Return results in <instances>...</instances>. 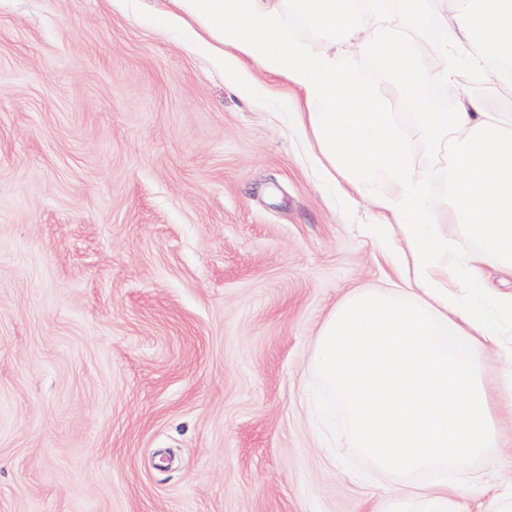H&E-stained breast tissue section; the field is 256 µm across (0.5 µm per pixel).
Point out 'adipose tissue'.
I'll list each match as a JSON object with an SVG mask.
<instances>
[{"instance_id": "obj_1", "label": "adipose tissue", "mask_w": 512, "mask_h": 512, "mask_svg": "<svg viewBox=\"0 0 512 512\" xmlns=\"http://www.w3.org/2000/svg\"><path fill=\"white\" fill-rule=\"evenodd\" d=\"M165 24L211 56L243 91L248 65L283 77L299 93L292 108L322 177L344 175L353 188L381 190L372 203L386 222L379 249L397 227L408 252L401 288H356L325 317L310 376L313 411L333 423L344 413L347 453L403 482L373 512H457L479 487L478 474L449 481V467L504 447L512 419V371L491 370L487 354L512 355V293L490 290L481 268L512 273V113L493 101L462 96L454 112L429 111L425 82L457 84L449 49L490 86L507 88L512 64V0H399L404 15L434 11V45L371 23L356 0H169ZM302 17L327 37L313 53L291 36ZM370 59L401 88L424 137L448 156V184L435 196L411 166L400 129L365 85ZM433 474L424 485L411 475Z\"/></svg>"}]
</instances>
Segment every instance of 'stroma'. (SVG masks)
I'll use <instances>...</instances> for the list:
<instances>
[{
	"instance_id": "35a3bbf8",
	"label": "stroma",
	"mask_w": 512,
	"mask_h": 512,
	"mask_svg": "<svg viewBox=\"0 0 512 512\" xmlns=\"http://www.w3.org/2000/svg\"><path fill=\"white\" fill-rule=\"evenodd\" d=\"M167 0H0V512H371L309 413L327 313L394 273L288 86L247 96ZM431 193L445 154L362 61ZM512 495V447L470 462Z\"/></svg>"
}]
</instances>
